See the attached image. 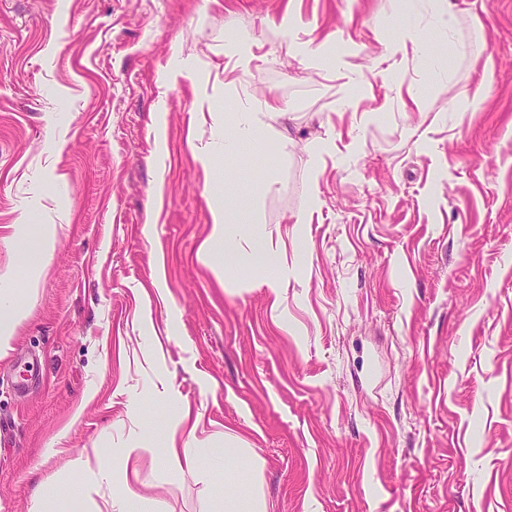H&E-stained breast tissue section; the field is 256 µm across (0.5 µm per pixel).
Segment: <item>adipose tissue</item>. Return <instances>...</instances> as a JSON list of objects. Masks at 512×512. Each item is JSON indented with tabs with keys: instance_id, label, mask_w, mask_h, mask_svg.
I'll return each instance as SVG.
<instances>
[{
	"instance_id": "ef3b65f1",
	"label": "adipose tissue",
	"mask_w": 512,
	"mask_h": 512,
	"mask_svg": "<svg viewBox=\"0 0 512 512\" xmlns=\"http://www.w3.org/2000/svg\"><path fill=\"white\" fill-rule=\"evenodd\" d=\"M283 107L277 97H263L259 102H244L240 112L231 114L230 126L216 133L207 146L198 150L197 161L203 168H212L219 155L235 153L241 144L249 142L262 148L267 140L270 121L281 115ZM211 240L228 242L223 262L217 263L214 272L231 277L243 269L256 271V280L268 288H275L285 273V267L275 268L274 274H266L265 268L276 258L278 251L265 224L236 207L231 192L211 197ZM133 451L121 449L118 456H103L95 470L78 474L66 488L55 483H43L39 491V512H53L64 508L65 512H87L88 503L102 483L119 477L128 470Z\"/></svg>"
}]
</instances>
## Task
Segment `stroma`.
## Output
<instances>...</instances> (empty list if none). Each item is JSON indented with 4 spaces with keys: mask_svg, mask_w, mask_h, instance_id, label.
Returning <instances> with one entry per match:
<instances>
[{
    "mask_svg": "<svg viewBox=\"0 0 512 512\" xmlns=\"http://www.w3.org/2000/svg\"><path fill=\"white\" fill-rule=\"evenodd\" d=\"M307 34L342 67L289 57ZM182 67L200 83L163 82ZM269 94L264 150L203 171L194 146ZM226 170L279 244L276 290L214 274ZM1 286L25 316L0 512L106 448L133 449L148 512L252 489L273 512H512V0H0ZM228 436L241 457L204 483L159 454Z\"/></svg>",
    "mask_w": 512,
    "mask_h": 512,
    "instance_id": "35a3bbf8",
    "label": "stroma"
}]
</instances>
